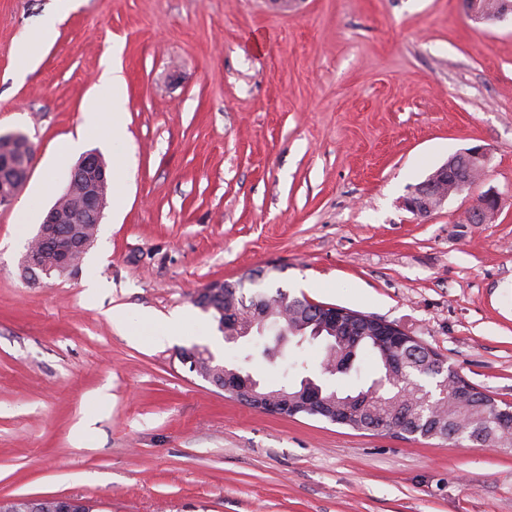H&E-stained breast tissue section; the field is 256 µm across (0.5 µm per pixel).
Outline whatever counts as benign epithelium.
<instances>
[{"label":"benign epithelium","mask_w":512,"mask_h":512,"mask_svg":"<svg viewBox=\"0 0 512 512\" xmlns=\"http://www.w3.org/2000/svg\"><path fill=\"white\" fill-rule=\"evenodd\" d=\"M464 5L470 18L480 24H495L512 16V5L507 3L499 12L489 15L486 13L482 0H464ZM489 162L486 148L476 146L457 153L445 164L437 168L424 181L413 187L411 193L402 200V206L413 214L425 217L451 196L462 193L473 187L481 179ZM32 162L26 158L0 159V206H10L17 199L20 188L26 183L31 173ZM81 181V199L75 208H65L62 201L57 200L48 210L42 224L34 236V242L29 244L21 259L22 270L34 277L43 274L50 278L63 275L78 268L74 251L85 253L94 243V237L78 238L70 227L87 221L93 224L101 223L106 201L101 193V185L106 182V168L101 163L98 153L91 151L85 154L79 165L70 173L68 184L63 196L71 197L75 191V181ZM498 196L487 191L480 195L466 217L468 224H484L497 214ZM233 287L224 285L222 281H213L203 288L195 297V303L205 309L212 308L218 301L231 300ZM322 324L313 330L314 336L324 332H336V326L345 322L346 311L335 306H322ZM234 308L224 311L227 329L225 339L237 341L256 330L264 332L271 318L267 309H256L252 316L250 328L241 330L230 314ZM370 333L379 341L391 345L403 338L412 341L411 336L400 325L368 315L356 316V327L349 329V340L346 347L339 353L336 362L327 368L334 374L348 372L355 360V349L360 337L354 332ZM203 379L216 388L229 393L254 409L269 414L296 413L303 409L317 407L322 392L313 388L301 386L294 392H282L280 397L272 399L267 395V387L255 379L249 372L234 371L216 382L211 376Z\"/></svg>","instance_id":"7a95c632"}]
</instances>
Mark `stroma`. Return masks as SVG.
I'll return each instance as SVG.
<instances>
[{
    "mask_svg": "<svg viewBox=\"0 0 512 512\" xmlns=\"http://www.w3.org/2000/svg\"><path fill=\"white\" fill-rule=\"evenodd\" d=\"M49 14L24 70L17 44ZM114 65L121 151L84 123L89 104L108 112ZM15 131L34 164L0 208V498L512 512V448L266 414L179 360L197 344L281 382L292 346L225 342L193 304L240 280L397 323L512 404L511 21L475 24L462 0H0V132ZM475 145L483 181L425 218L402 207ZM90 151L120 181L97 239L78 272L26 279L27 243ZM489 190L496 219L467 223Z\"/></svg>",
    "mask_w": 512,
    "mask_h": 512,
    "instance_id": "stroma-1",
    "label": "stroma"
}]
</instances>
